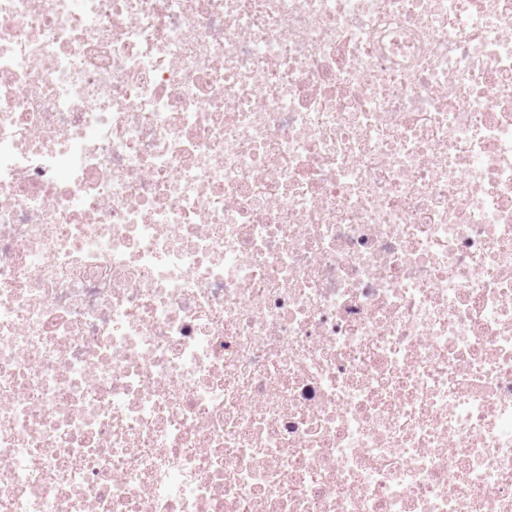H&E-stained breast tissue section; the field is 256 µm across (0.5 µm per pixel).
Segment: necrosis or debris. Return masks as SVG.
<instances>
[{"label":"necrosis or debris","mask_w":512,"mask_h":512,"mask_svg":"<svg viewBox=\"0 0 512 512\" xmlns=\"http://www.w3.org/2000/svg\"><path fill=\"white\" fill-rule=\"evenodd\" d=\"M0 512H512V0H0Z\"/></svg>","instance_id":"4bbe7bcc"}]
</instances>
